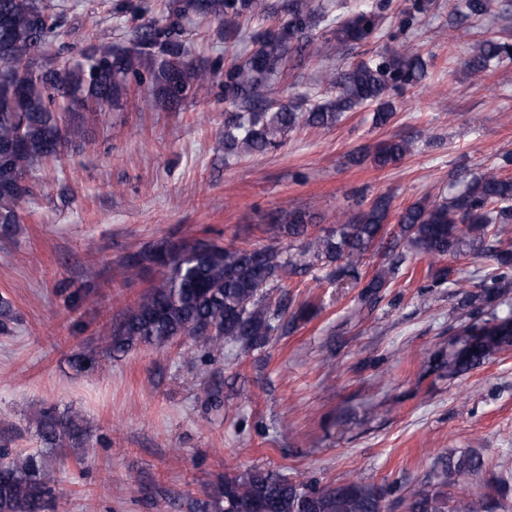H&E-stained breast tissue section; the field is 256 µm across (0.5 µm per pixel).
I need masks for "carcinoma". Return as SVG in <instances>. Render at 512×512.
Listing matches in <instances>:
<instances>
[{"label": "carcinoma", "instance_id": "cac0c4a2", "mask_svg": "<svg viewBox=\"0 0 512 512\" xmlns=\"http://www.w3.org/2000/svg\"><path fill=\"white\" fill-rule=\"evenodd\" d=\"M496 0H464L462 7L478 20L491 14ZM384 0H373L348 15L319 39L314 30L329 17L320 0H167L161 20L141 23L128 46L95 45L82 59L57 70L37 63L42 49L59 36L58 0H0V236L9 238L19 223L23 202L37 185L30 174L36 166L57 159L66 145L82 141L85 114L104 112L132 91L148 87L146 103L178 110L196 88L217 78L224 100L238 111L225 113L224 151L230 156L278 148L288 131L298 126L325 127L363 104L375 105L376 126L394 115L390 92L426 76L422 56L405 49L360 61L343 72L326 69L321 82L334 91L327 101L311 107L301 99L272 107L271 79L292 54L320 58L330 39L336 45L361 43L376 33ZM278 16L276 26L252 36L246 59L223 67L207 57L190 58L181 39V22L210 18L231 28L256 13ZM512 60V46L485 39L473 46L466 61L471 78L482 83L491 68ZM412 140L392 136L378 143L371 157L385 168L399 163ZM312 215L293 210L283 223L272 225L276 237L288 238V251L274 245L225 246L200 238L161 239L126 255L123 266L132 274L155 271L159 277L112 328L108 353L124 354L139 345L166 349L176 340L201 341L212 357L224 349L243 352L267 346L271 336L305 317L300 305L291 318L287 307L272 305L268 288L285 277L309 275L319 286L358 288L359 299L374 308L398 284L402 267L416 257L430 260V288L458 287L447 257L473 256L491 262V271L460 290L465 320L457 335L468 336L482 324L512 321V310L501 317L487 310L512 291V176L495 167L463 179L461 188L435 199L424 198L390 221V198L381 195L366 208L340 209L330 227L312 231ZM383 261L371 274L362 272L372 248ZM17 315L0 297V333L7 334ZM512 347V327L500 329L490 344L474 346L465 358L441 362L454 378L489 362ZM70 364L93 373L100 360L92 352H76ZM38 431L47 448L79 442L85 430L76 412L42 411ZM484 466L476 452L448 455L440 485L463 475L474 476ZM57 479L35 454L9 456L0 449V512H53ZM406 512H485L484 501L467 496L448 499L430 481L417 483L402 500ZM191 512H388L384 487L368 478H353L322 486L313 480H292L269 470L247 468L188 503Z\"/></svg>", "mask_w": 512, "mask_h": 512}]
</instances>
